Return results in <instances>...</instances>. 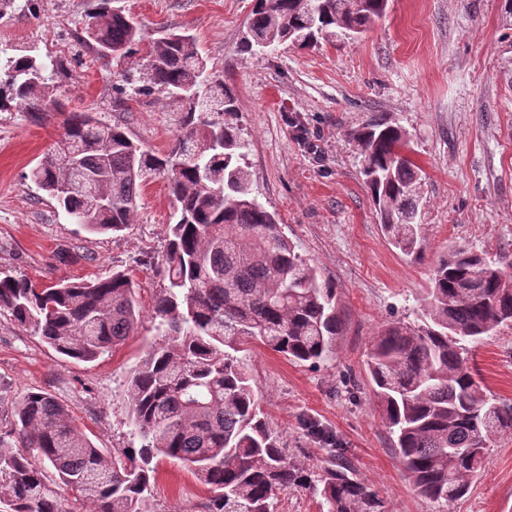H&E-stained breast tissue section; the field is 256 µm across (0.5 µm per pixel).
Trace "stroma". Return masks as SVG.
I'll return each instance as SVG.
<instances>
[{"label":"stroma","mask_w":512,"mask_h":512,"mask_svg":"<svg viewBox=\"0 0 512 512\" xmlns=\"http://www.w3.org/2000/svg\"><path fill=\"white\" fill-rule=\"evenodd\" d=\"M145 38L188 30L236 92V116L249 143L258 200L276 212L288 236L336 287L343 330L318 366L263 347L250 354L252 384L289 454L320 473L327 452L302 426L315 421L336 436L385 512H435L398 462L365 364L371 341L394 321L421 322L434 262L464 247L512 263V18L503 0H389L386 16L355 41L300 49L284 43L242 52L253 0H118ZM88 0H35L0 19V47L60 60L65 111L95 113L125 127L144 147L166 152L181 112L161 94L114 103L124 66L94 61L83 41ZM371 118L402 126L425 174L420 208L423 263L386 241L361 175L352 135ZM56 119L0 112V270L38 286L131 273L141 313L135 332L93 362L58 354L0 314V428L12 398L50 393L73 426L104 453L138 445L126 396L131 370L156 342L153 305L171 205L155 178L138 200L134 224L117 235L92 234L30 180L52 148ZM481 381L512 405V328L475 345ZM151 512H203L209 497L183 463L155 459ZM452 512H512V436L500 438L469 492Z\"/></svg>","instance_id":"stroma-1"}]
</instances>
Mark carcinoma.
<instances>
[{
	"label": "carcinoma",
	"mask_w": 512,
	"mask_h": 512,
	"mask_svg": "<svg viewBox=\"0 0 512 512\" xmlns=\"http://www.w3.org/2000/svg\"><path fill=\"white\" fill-rule=\"evenodd\" d=\"M387 8L388 0H254L242 51L356 38ZM84 33L98 58L136 73L134 94L161 93L178 105L182 127L169 152H149L90 112L62 111L60 62L2 47L0 111L61 117L59 140L30 178L92 233L128 228L143 188L158 176L168 181L175 222L160 269L167 285L154 308L160 340L127 382L137 448H115L107 458L47 392L28 390L11 402L10 428L0 432V512H151L152 463L161 455L185 462L209 487L205 512H272L277 494L310 488L327 512H385L335 437L303 422L330 452L315 480L261 416L249 351L265 347L317 364L332 353L342 319L335 286L253 194L249 143L230 120L234 90L187 31L147 43L140 23L112 0H95ZM353 142L389 244L422 261L423 176L407 132L373 119ZM77 168L97 193L65 190ZM0 310L82 362L121 344L140 320L135 283L121 271L45 288L1 271ZM505 326H512V273L455 249L432 269L422 324L393 322L372 342L366 373L382 420L415 491L439 512L469 492L492 441L512 434V406L488 392L469 359V346Z\"/></svg>",
	"instance_id": "carcinoma-1"
}]
</instances>
